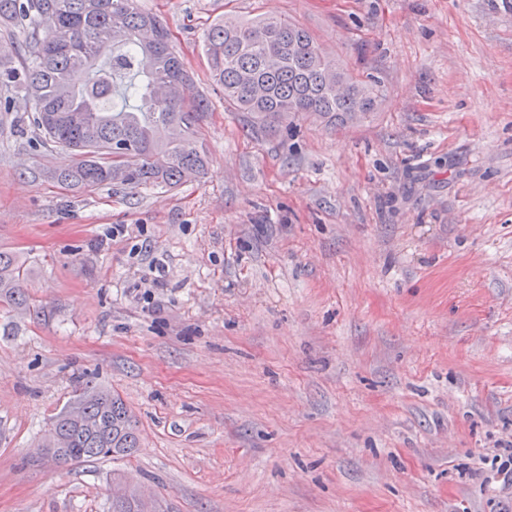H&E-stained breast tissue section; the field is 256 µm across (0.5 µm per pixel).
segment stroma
I'll return each instance as SVG.
<instances>
[{
  "label": "stroma",
  "mask_w": 512,
  "mask_h": 512,
  "mask_svg": "<svg viewBox=\"0 0 512 512\" xmlns=\"http://www.w3.org/2000/svg\"><path fill=\"white\" fill-rule=\"evenodd\" d=\"M210 105L204 177L65 188L24 92L0 85V512H108L112 473L169 512H512V0H137ZM281 15L376 112L251 127L202 47ZM141 441L34 451L80 380ZM26 279V269L18 255L13 251L0 249V302L18 308L25 306Z\"/></svg>",
  "instance_id": "obj_1"
}]
</instances>
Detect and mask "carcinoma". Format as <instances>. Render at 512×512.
<instances>
[{"instance_id":"carcinoma-1","label":"carcinoma","mask_w":512,"mask_h":512,"mask_svg":"<svg viewBox=\"0 0 512 512\" xmlns=\"http://www.w3.org/2000/svg\"><path fill=\"white\" fill-rule=\"evenodd\" d=\"M18 25L44 36L22 72L0 55V83L20 84L45 140L76 156L54 174L57 183L170 187L204 173L198 129L208 101L185 96L193 78L171 50L169 32L134 0H0V30ZM203 52L224 102L265 128L299 114L345 124L378 107L377 81L351 76L285 16L215 23ZM26 279L18 255L0 249V302L25 306ZM72 403L82 420L64 409L52 425L64 445L44 441L57 449L58 465L129 456L138 447L137 422L119 394L87 379ZM127 484L128 498L111 502L110 512H144L136 484Z\"/></svg>"}]
</instances>
